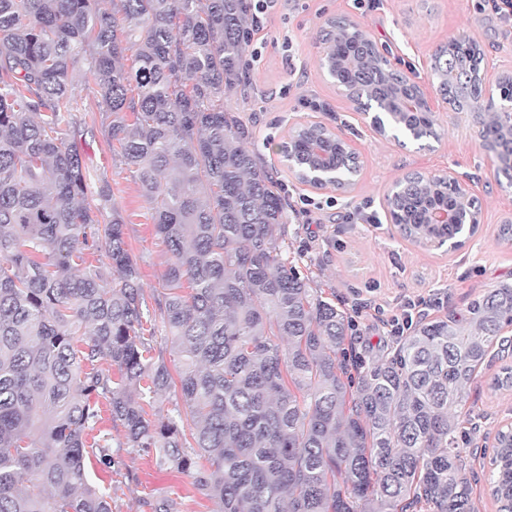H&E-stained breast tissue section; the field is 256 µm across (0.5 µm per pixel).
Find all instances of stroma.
I'll return each mask as SVG.
<instances>
[{"label": "stroma", "mask_w": 512, "mask_h": 512, "mask_svg": "<svg viewBox=\"0 0 512 512\" xmlns=\"http://www.w3.org/2000/svg\"><path fill=\"white\" fill-rule=\"evenodd\" d=\"M274 0L262 17L244 58L243 80L225 105L240 117L247 142L278 184L286 202V224L276 230L283 257L312 287L322 289L357 325L346 342L348 362L371 363L395 347L397 339L385 320L407 303L431 300L426 319L461 309L489 286L512 283V239L498 230L512 216V187L499 184L494 155L476 135L470 113L451 115L430 79L433 53L453 37L477 43L488 77L512 68V23L485 9V0ZM333 19L356 22L388 50L392 70L420 81L433 104L436 137L380 136L367 119L322 75L321 39ZM83 130L78 148L90 193L108 186L114 211L120 213L125 240L136 257L145 288L157 287L166 264V249L154 232L140 187L107 136L109 120L96 96L87 90L77 99ZM314 120L349 140L359 157L354 181L343 190L316 191L299 181L281 152L290 129ZM454 171L473 179L480 225L458 250L427 249L404 237L384 206L389 188L407 174L438 175ZM369 205L378 221L353 224L355 207ZM512 365V349L493 350L468 390L466 419L459 437L466 443L465 473L473 487L475 512H498L487 481L489 463L479 447L494 444L497 429L512 422V389H495L494 379ZM113 464L87 467L90 483L105 488L112 512H153L168 501L174 512H214L216 504L200 495L190 473L157 466L152 457L130 448L112 451Z\"/></svg>", "instance_id": "stroma-1"}]
</instances>
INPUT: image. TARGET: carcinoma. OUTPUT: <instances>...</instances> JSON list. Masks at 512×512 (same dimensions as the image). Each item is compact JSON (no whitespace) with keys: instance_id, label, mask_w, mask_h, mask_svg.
Returning <instances> with one entry per match:
<instances>
[{"instance_id":"obj_1","label":"carcinoma","mask_w":512,"mask_h":512,"mask_svg":"<svg viewBox=\"0 0 512 512\" xmlns=\"http://www.w3.org/2000/svg\"><path fill=\"white\" fill-rule=\"evenodd\" d=\"M110 2L0 0V512H112L86 471L112 464V433L90 435L105 413L123 428L118 447L191 473L214 512H471L458 408L512 323V284L417 324L392 357L346 376L343 312L284 261L285 201L224 108L242 78L251 0ZM329 49L356 61L341 82L391 129L434 135L431 113L386 100L396 73L349 22H336ZM481 63L457 38L430 76L464 109L482 96ZM81 87L108 112L112 149L166 247L149 295L108 187L86 201ZM483 124L511 185L512 111ZM355 172L336 149L338 185ZM456 205L454 186L414 174L394 220L413 239L430 210ZM152 304L174 371L145 328ZM171 389L183 408L152 418ZM511 464L503 427L490 471L500 512H512Z\"/></svg>"}]
</instances>
